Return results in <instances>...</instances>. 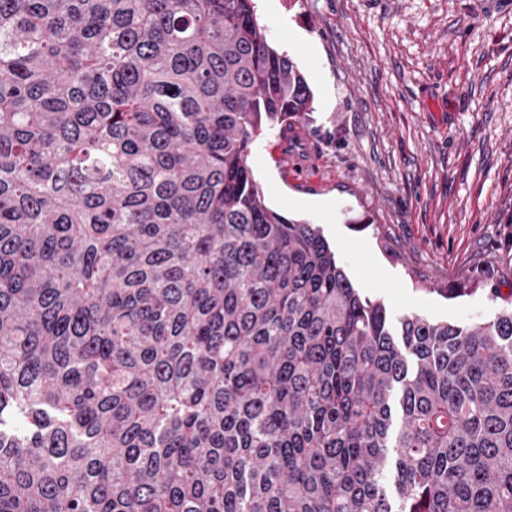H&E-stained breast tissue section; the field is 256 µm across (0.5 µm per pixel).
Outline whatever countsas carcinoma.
<instances>
[{
    "mask_svg": "<svg viewBox=\"0 0 512 512\" xmlns=\"http://www.w3.org/2000/svg\"><path fill=\"white\" fill-rule=\"evenodd\" d=\"M312 103L253 0H0V512H512V307L267 206Z\"/></svg>",
    "mask_w": 512,
    "mask_h": 512,
    "instance_id": "cac0c4a2",
    "label": "carcinoma"
}]
</instances>
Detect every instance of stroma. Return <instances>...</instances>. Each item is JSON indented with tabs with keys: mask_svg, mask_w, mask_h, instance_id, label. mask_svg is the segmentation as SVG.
I'll return each mask as SVG.
<instances>
[{
	"mask_svg": "<svg viewBox=\"0 0 512 512\" xmlns=\"http://www.w3.org/2000/svg\"><path fill=\"white\" fill-rule=\"evenodd\" d=\"M313 110L248 163L395 317L480 323L512 298V0H278L257 11Z\"/></svg>",
	"mask_w": 512,
	"mask_h": 512,
	"instance_id": "obj_1",
	"label": "stroma"
}]
</instances>
